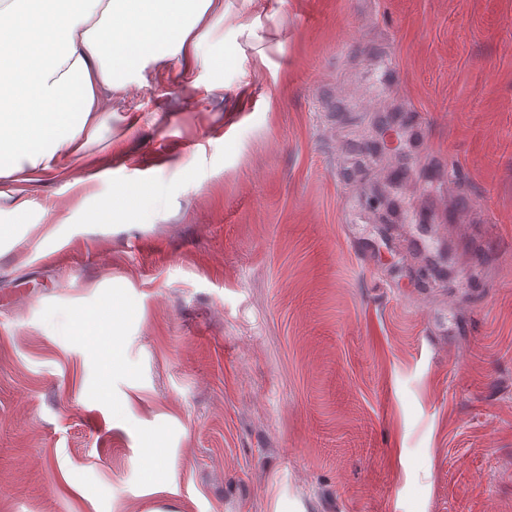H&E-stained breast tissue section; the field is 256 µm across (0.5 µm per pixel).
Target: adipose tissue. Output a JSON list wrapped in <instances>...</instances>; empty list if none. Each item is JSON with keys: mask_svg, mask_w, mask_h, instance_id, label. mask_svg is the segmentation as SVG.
Segmentation results:
<instances>
[{"mask_svg": "<svg viewBox=\"0 0 512 512\" xmlns=\"http://www.w3.org/2000/svg\"><path fill=\"white\" fill-rule=\"evenodd\" d=\"M224 0H0V212L25 222L28 184L74 166L110 128V94L144 64L203 62Z\"/></svg>", "mask_w": 512, "mask_h": 512, "instance_id": "ef3b65f1", "label": "adipose tissue"}]
</instances>
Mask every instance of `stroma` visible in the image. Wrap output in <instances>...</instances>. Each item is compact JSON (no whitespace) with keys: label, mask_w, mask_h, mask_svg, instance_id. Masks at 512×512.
<instances>
[{"label":"stroma","mask_w":512,"mask_h":512,"mask_svg":"<svg viewBox=\"0 0 512 512\" xmlns=\"http://www.w3.org/2000/svg\"><path fill=\"white\" fill-rule=\"evenodd\" d=\"M224 6L0 242V512H512V0ZM67 336H88L90 344L96 342V336H118L113 322L99 318L93 311L73 312L68 319Z\"/></svg>","instance_id":"stroma-1"}]
</instances>
